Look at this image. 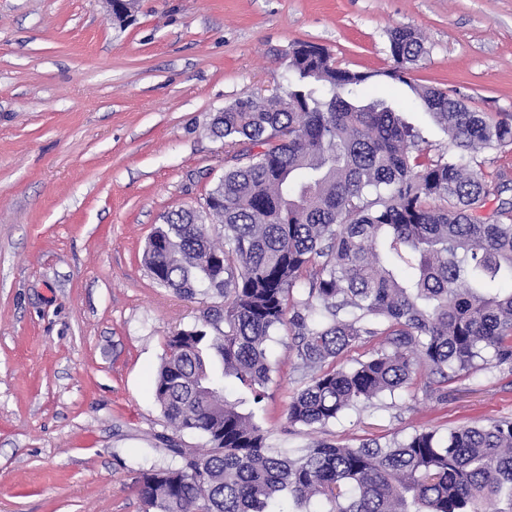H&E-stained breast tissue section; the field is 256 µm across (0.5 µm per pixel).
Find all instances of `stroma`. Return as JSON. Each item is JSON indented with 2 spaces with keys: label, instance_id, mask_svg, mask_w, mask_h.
<instances>
[{
  "label": "stroma",
  "instance_id": "obj_1",
  "mask_svg": "<svg viewBox=\"0 0 512 512\" xmlns=\"http://www.w3.org/2000/svg\"><path fill=\"white\" fill-rule=\"evenodd\" d=\"M0 0V512H144L137 471L175 442L153 380L165 342L211 298L159 287L144 262L168 214L201 208L235 148L216 112L281 86L300 42L337 67L390 68L387 33L427 49L404 81L372 82L431 151L448 135L414 87L512 113V0ZM253 408L270 447H351L424 427L512 420V367L478 365L443 386L419 369L406 387L327 426L289 424L305 382L292 341Z\"/></svg>",
  "mask_w": 512,
  "mask_h": 512
}]
</instances>
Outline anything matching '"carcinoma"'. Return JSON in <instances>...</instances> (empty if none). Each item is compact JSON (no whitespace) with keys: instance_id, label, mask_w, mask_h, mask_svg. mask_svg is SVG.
<instances>
[{"instance_id":"1","label":"carcinoma","mask_w":512,"mask_h":512,"mask_svg":"<svg viewBox=\"0 0 512 512\" xmlns=\"http://www.w3.org/2000/svg\"><path fill=\"white\" fill-rule=\"evenodd\" d=\"M394 66L338 68L329 51H291L288 89L240 98L211 133L238 146L204 210L181 209L151 237L156 283L210 296L198 323L170 335L154 380L168 425L207 447L172 445L137 480L145 512H512V422L431 428L353 448L319 442L297 457L269 447L237 380L258 404L273 371L268 342L290 336L309 380L288 423L306 427L404 388L418 368L440 382L481 361L512 364V189L482 153L512 147V114L479 112L434 88L415 92L455 149L430 157L420 130L380 104L374 78L404 81L427 54L418 32L388 34ZM220 224L215 239L206 220ZM299 289L304 300H293ZM384 337L351 367V348Z\"/></svg>"}]
</instances>
